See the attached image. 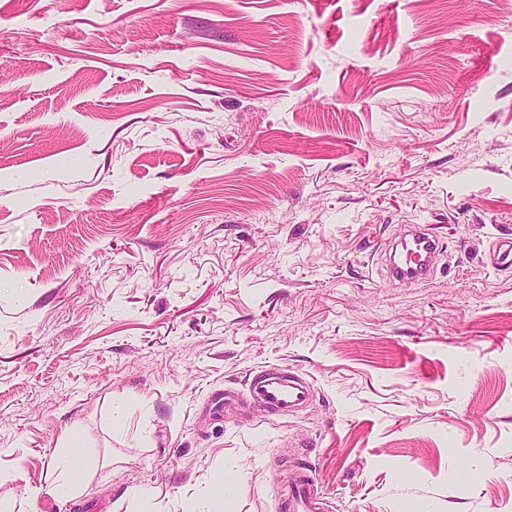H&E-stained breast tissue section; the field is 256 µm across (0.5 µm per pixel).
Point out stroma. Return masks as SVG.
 Masks as SVG:
<instances>
[{
	"label": "stroma",
	"instance_id": "obj_1",
	"mask_svg": "<svg viewBox=\"0 0 512 512\" xmlns=\"http://www.w3.org/2000/svg\"><path fill=\"white\" fill-rule=\"evenodd\" d=\"M501 237L512 0H0V512H512ZM396 243L388 266L389 277L402 284L426 281L434 270L439 251L438 239L426 225L412 224ZM314 397L312 383L287 367L261 369L250 382L248 394L224 388L212 392L209 412L223 416L228 407L247 406L267 415L292 413L307 407ZM277 500L282 512H329L328 502L308 466L289 468L288 479L277 488Z\"/></svg>",
	"mask_w": 512,
	"mask_h": 512
}]
</instances>
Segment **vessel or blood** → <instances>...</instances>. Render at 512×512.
Segmentation results:
<instances>
[{"mask_svg":"<svg viewBox=\"0 0 512 512\" xmlns=\"http://www.w3.org/2000/svg\"><path fill=\"white\" fill-rule=\"evenodd\" d=\"M391 249L390 278L402 284H417L432 275L439 241L426 225L412 224ZM313 397V385L305 376L276 366L261 369L254 375L247 394L230 389L212 392L208 409L217 416L223 415L227 408L241 406L268 415H281L304 409ZM277 500L281 512H329L313 472L306 466L290 468L287 480L277 488Z\"/></svg>","mask_w":512,"mask_h":512,"instance_id":"obj_1","label":"vessel or blood"}]
</instances>
